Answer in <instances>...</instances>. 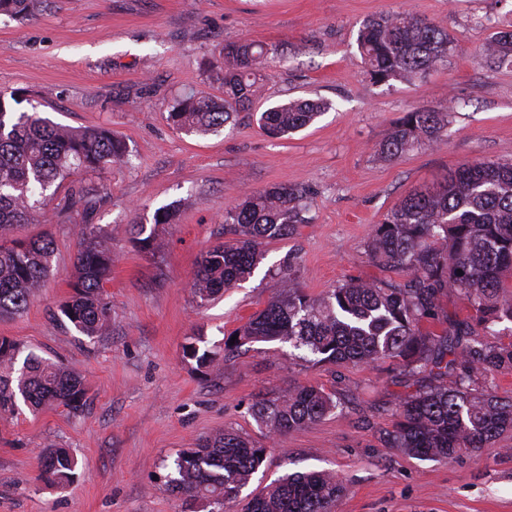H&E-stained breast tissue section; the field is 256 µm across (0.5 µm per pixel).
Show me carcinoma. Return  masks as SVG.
Segmentation results:
<instances>
[{
  "instance_id": "cac0c4a2",
  "label": "carcinoma",
  "mask_w": 512,
  "mask_h": 512,
  "mask_svg": "<svg viewBox=\"0 0 512 512\" xmlns=\"http://www.w3.org/2000/svg\"><path fill=\"white\" fill-rule=\"evenodd\" d=\"M34 0H0V14L24 18ZM448 34L410 12L381 14L367 20L358 48L375 83L434 70L448 61ZM270 48L241 40L224 45L221 62L224 97L187 92L169 121L187 133H214L251 109L256 84ZM492 63L512 64V30L498 31L484 46ZM0 91V318L23 314L34 291L48 277L54 239L46 234L18 238L14 228L32 223L47 189L69 171H95L126 159L125 142L110 130L73 129L54 124L37 107L15 117ZM326 104L298 99L271 106L256 121L269 136L283 138L310 125ZM450 110L407 112L380 145V154L400 158L420 146H435L448 127ZM304 189L287 184L248 192L242 203L224 211V232L231 243L202 254L192 284L198 305L251 276L265 240L286 239L308 223ZM177 212L158 209L153 227L137 222L130 233L141 251L161 250L155 226L170 224ZM80 247L74 258L71 293L60 313L85 336H100L112 322L105 285L114 256L92 224L79 226ZM375 263L404 273L406 280L349 279L322 298L299 286L293 258L280 267L285 294L269 301L224 342V356L245 344L279 342L314 365H372L389 360L417 389L399 403L389 433L391 446L423 460H452L485 448L512 431V399L505 401L476 385L506 363L512 345L477 344L478 331L493 336L495 326L512 322V292L504 273L512 271V162L480 161L459 166L438 186L402 199L387 212L370 236ZM459 293L473 315L448 318L444 335L422 332L421 323L440 320L441 300ZM21 354L13 340L0 336V366L10 371ZM197 369L215 365L217 354L184 346ZM85 379L66 367L29 353L17 377L0 375V415H12L18 400L38 410L62 406L73 414L86 405ZM337 408L333 395L319 385L290 387L260 397L251 415L270 435H283L324 419ZM265 461V448L233 430L200 440L173 460L167 489L182 496L192 512H224ZM41 478L59 488L77 477L79 461L64 448L40 460ZM344 494L339 479L325 471L293 473L252 496L243 512H335Z\"/></svg>"
}]
</instances>
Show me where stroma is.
Listing matches in <instances>:
<instances>
[{
    "mask_svg": "<svg viewBox=\"0 0 512 512\" xmlns=\"http://www.w3.org/2000/svg\"><path fill=\"white\" fill-rule=\"evenodd\" d=\"M407 9L447 32L448 62L408 79L374 83L357 47L362 24ZM512 26V0H38L32 16H0V90L16 111L38 107L53 123L106 127L122 136L126 165L65 178L47 211L52 270L0 336L79 373L88 384L81 413L18 406L0 417V512H184L165 486L169 467L199 439L232 429L260 442L266 461L226 512L284 474L325 470L347 488L336 512H512V432L449 462L420 460L386 436L406 393L388 361L314 367L277 342L247 344L220 367L197 370L183 355L191 337L223 352L230 334L283 292L280 266L296 257L300 286L325 296L345 280L403 282L374 263L367 242L403 197L474 161L512 162V66L482 57L491 35ZM250 39L276 48L252 112L219 132L188 135L168 119L194 91L222 97L216 61L225 43ZM330 107L308 127L268 137L257 112L289 99ZM455 103L443 141L390 161L378 148L413 109ZM274 184L307 189L309 223L263 244V258L238 287L206 306L191 288L200 256L223 243L224 210L248 190ZM93 210L63 212L74 195ZM176 206L157 232L156 255L140 252L129 227ZM95 225L117 261L106 292L108 334L94 338L59 317L70 292L78 227ZM318 384L341 408L307 427L267 435L249 406L262 395ZM83 463L69 486L40 478L50 446Z\"/></svg>",
    "mask_w": 512,
    "mask_h": 512,
    "instance_id": "stroma-1",
    "label": "stroma"
}]
</instances>
